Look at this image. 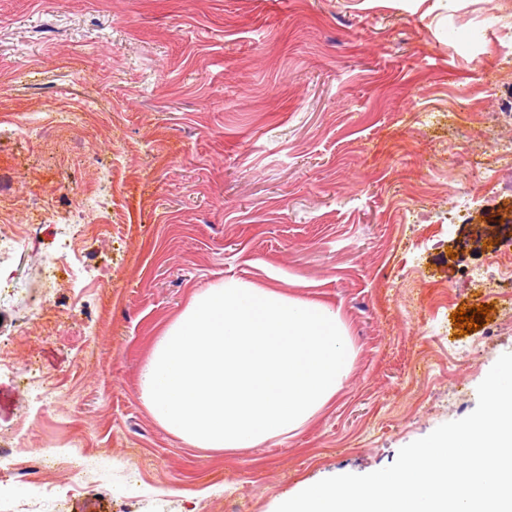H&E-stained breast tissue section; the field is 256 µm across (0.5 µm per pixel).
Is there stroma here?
Here are the masks:
<instances>
[{
    "label": "stroma",
    "instance_id": "stroma-1",
    "mask_svg": "<svg viewBox=\"0 0 512 512\" xmlns=\"http://www.w3.org/2000/svg\"><path fill=\"white\" fill-rule=\"evenodd\" d=\"M493 0H0V435L21 458L83 436L93 493L63 512H275L324 478L367 474L469 415L512 352L485 213L449 224V153L474 174L512 137V46ZM59 110L82 120L57 125ZM108 224V236H84ZM77 282L43 285L63 236ZM241 279L341 314L354 357L297 434L194 448L139 393L157 336L194 292ZM490 305L457 334L458 308ZM64 384L41 415L33 376ZM26 239V229L17 224L0 225V263L5 255L19 248Z\"/></svg>",
    "mask_w": 512,
    "mask_h": 512
}]
</instances>
